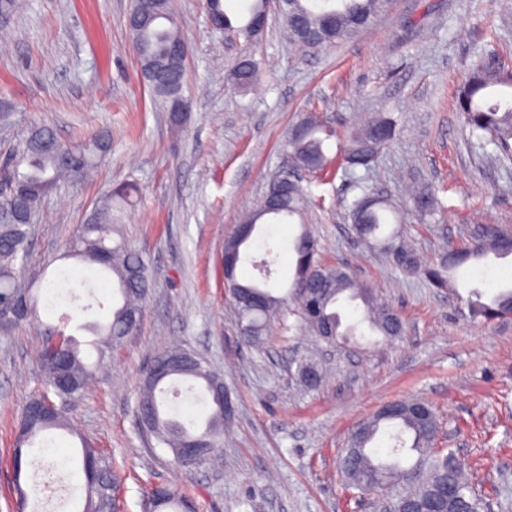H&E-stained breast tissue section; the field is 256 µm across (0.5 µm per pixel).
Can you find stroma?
<instances>
[{"mask_svg":"<svg viewBox=\"0 0 512 512\" xmlns=\"http://www.w3.org/2000/svg\"><path fill=\"white\" fill-rule=\"evenodd\" d=\"M131 0H26L0 47V157L34 126L75 144L105 130L112 150L88 180L58 186L42 202L22 277L43 273L53 304L38 323L0 335V512H41L39 489L26 505L14 492L13 448L26 400L40 386L33 354L41 326H63L87 348L83 324L106 321L118 302L111 277L62 260L70 239L111 185L133 181L140 196L122 232L153 268L137 331L114 349L76 407L75 434L47 433L46 449H29L28 472L64 476L66 512L86 496L81 443L91 442L121 478V512H146L154 485L179 488L198 512H376L349 489L337 456L353 429L382 404L429 401L439 421L434 441L473 475L483 512H512V317L477 323L454 291L429 288L359 247L350 204L360 190L343 173L304 179L319 206L308 216L326 262L350 267L405 322L391 342L333 347L296 316L274 319L264 350L245 345L224 288V240L252 209L272 174L286 165L284 139L310 110L341 135L382 109L396 137L366 175L397 208L420 259L466 243L480 224L512 225V161L478 148L453 110L460 79L487 45L512 53V14L498 0H397L391 13L336 47L307 52L289 44L277 16L248 41L214 33L200 0H175L190 48L187 93L194 107L182 130L155 109L137 77L126 17ZM496 40H489L488 28ZM245 56L260 80L239 93L230 74ZM434 189L438 222L421 221L410 195ZM293 224H265L239 267L272 256L269 284L283 293L294 273ZM180 344L224 378L235 414L224 432L222 464L180 471L149 445L136 397L150 356ZM317 364L323 384L308 388L296 361Z\"/></svg>","mask_w":512,"mask_h":512,"instance_id":"1","label":"stroma"}]
</instances>
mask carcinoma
<instances>
[{
  "instance_id": "1",
  "label": "carcinoma",
  "mask_w": 512,
  "mask_h": 512,
  "mask_svg": "<svg viewBox=\"0 0 512 512\" xmlns=\"http://www.w3.org/2000/svg\"><path fill=\"white\" fill-rule=\"evenodd\" d=\"M394 0H279L278 16L283 20L288 39L299 49H328L370 26L387 14ZM265 7L264 0H251L248 18L240 24L226 10L225 0L204 4L224 24L219 33L250 39L253 19ZM136 34L135 55L142 82L148 87L154 104L171 115L175 127L183 125L176 112L185 101L187 61L176 54L185 52L187 42L180 33L171 9V0H153L137 23H126ZM258 77L257 63L244 59L234 70L236 84L248 88ZM454 109L470 137L477 145H494L501 156L512 159V64L491 50L479 57L464 74L453 100ZM396 133V121L385 112H376L359 128L349 132L337 156L328 152L327 141L336 132L311 112L294 124L285 140V150L296 175H333L336 168L352 179L357 170H370L379 155L390 145ZM111 149V137L101 131L76 144H65L46 127H34L27 136L0 161V182L12 190L0 193V334L8 335L37 317L39 297L19 278L28 260V240L41 201L59 181L86 176L96 168ZM140 194L137 184L127 181L107 190L70 243L66 259L97 265L112 275L118 285L122 304L112 311V320L103 327L104 339L98 348V360L88 365L80 357L76 342L54 325L44 328L39 350L42 388L31 401L53 405L48 419L33 417L23 407L15 437L13 468L23 472L24 449L51 431H69V414L80 401L94 371L104 364L106 355L121 345L137 329L143 301L152 282V271L142 254L119 233L125 207ZM412 208L422 218L438 211V201L429 189L413 195ZM313 205L299 182L286 192L268 190L261 201L242 220L244 224H289L299 220V231L292 241L295 253L294 277L289 290L276 295L255 282L244 281L238 272L225 280L233 301L240 336L244 342L258 346L266 335L270 320L285 314L292 305L303 325L314 334L332 330L357 341L358 324H367L370 333L385 339L402 335L401 316L371 288L360 282L344 266L328 264L320 257L318 241L304 223L305 211ZM393 215L388 200L366 188L350 206L356 236L369 247L380 251L389 263L404 274L420 276L439 291L456 287V274L463 268L479 265L490 258L512 256V226L483 224L464 245H450L433 263H423L400 230L388 229ZM469 317L478 323H492L512 314V288H501L490 298L480 286L473 285L464 299ZM363 307L359 323L342 324L339 307L343 304ZM185 353L172 345L154 354L152 362L165 363L159 376L145 373L137 400L140 419L152 416L149 431L156 445L166 448L174 464H179L178 448L190 440L203 439L210 444L206 460L220 455L224 445V424L229 419L216 402L213 383L223 378L204 364L191 371L178 361ZM186 391L200 389L193 396L196 403L209 407L203 427H188L178 411H166L168 396H179V384ZM400 412L376 418L358 441L348 440L338 462L342 477L350 487L366 492L380 490L383 484L403 482L417 502L435 512H482L483 503L466 478L464 464L453 454L433 452L432 442L438 428L431 403L419 398L397 401ZM396 426L391 435L392 460L381 461L368 451L378 432ZM82 469L87 494L81 512H100L112 502L120 489V480L102 451L82 441ZM164 512H197L193 498L166 489L160 506Z\"/></svg>"
}]
</instances>
